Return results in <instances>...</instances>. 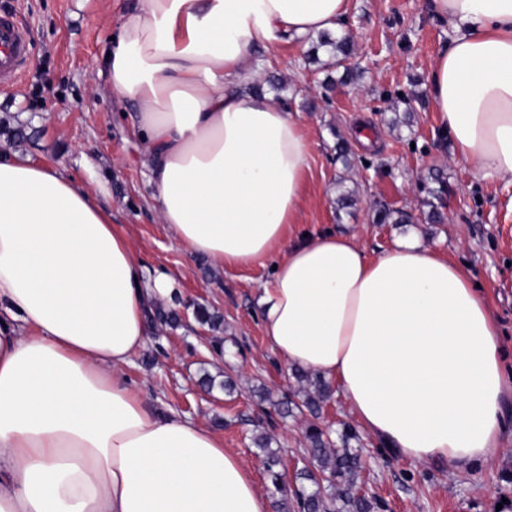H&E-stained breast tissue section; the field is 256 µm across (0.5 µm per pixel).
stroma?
<instances>
[{
	"label": "stroma",
	"instance_id": "1",
	"mask_svg": "<svg viewBox=\"0 0 512 512\" xmlns=\"http://www.w3.org/2000/svg\"><path fill=\"white\" fill-rule=\"evenodd\" d=\"M138 0H0L31 37L20 81L0 91V149L63 171L81 187L103 183L98 201L128 232L146 273L162 270L179 295L175 327L150 323L144 348L127 367L150 410H172L219 427L225 447L238 453L267 496L275 489L255 435L264 433L292 482L307 458L308 417L283 416L299 399L294 366L268 346L256 290L271 277L267 266L215 267L191 255L160 223L152 187L141 165L142 145L131 117L106 89H94L103 50ZM354 40L352 61L361 76L339 86L342 71L330 64L314 36L264 51L267 76L260 93L292 112L311 142L299 222L317 233L357 236L368 258L417 234L422 245L448 256L479 283L495 313L504 362L512 369V179L478 176L456 160L441 130L428 75L450 45L451 26L431 11L430 0H351L341 24ZM345 142L346 155L336 145ZM355 194L339 207L340 192ZM409 212L411 224L377 223L379 206ZM443 223H430L431 211ZM224 318L211 331L194 319L197 305ZM234 381V393H204L203 373ZM357 490L374 512H494L512 500V426L493 464L449 472L390 453L357 428Z\"/></svg>",
	"mask_w": 512,
	"mask_h": 512
}]
</instances>
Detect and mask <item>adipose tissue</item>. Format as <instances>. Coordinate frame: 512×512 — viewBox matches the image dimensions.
<instances>
[{
	"instance_id": "1",
	"label": "adipose tissue",
	"mask_w": 512,
	"mask_h": 512,
	"mask_svg": "<svg viewBox=\"0 0 512 512\" xmlns=\"http://www.w3.org/2000/svg\"><path fill=\"white\" fill-rule=\"evenodd\" d=\"M454 31L428 83L456 159L512 178V0H432ZM349 0H139L101 75L134 109L161 224L220 268L272 265L257 291L267 343L338 384L391 452L455 472L502 451L512 375L480 288L403 240L370 259L355 236L298 232L310 143L250 92L254 51L336 30ZM146 278L96 191L0 153V512H271L220 434L148 411L125 369Z\"/></svg>"
}]
</instances>
